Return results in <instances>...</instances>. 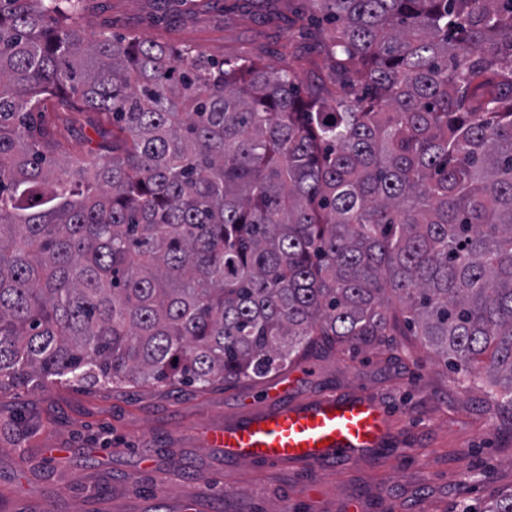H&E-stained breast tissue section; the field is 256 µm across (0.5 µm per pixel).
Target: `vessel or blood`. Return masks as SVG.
<instances>
[{"instance_id":"b4317fda","label":"vessel or blood","mask_w":512,"mask_h":512,"mask_svg":"<svg viewBox=\"0 0 512 512\" xmlns=\"http://www.w3.org/2000/svg\"><path fill=\"white\" fill-rule=\"evenodd\" d=\"M270 402L268 408L248 411L211 431L213 446L236 460L321 468L358 458L389 439L386 410L363 391L322 393L291 404L277 395Z\"/></svg>"}]
</instances>
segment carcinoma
I'll return each instance as SVG.
<instances>
[{
  "instance_id": "obj_1",
  "label": "carcinoma",
  "mask_w": 512,
  "mask_h": 512,
  "mask_svg": "<svg viewBox=\"0 0 512 512\" xmlns=\"http://www.w3.org/2000/svg\"><path fill=\"white\" fill-rule=\"evenodd\" d=\"M216 62L0 0V390L257 382L395 321L512 412V0H307ZM112 121L87 150L43 104ZM482 512H512V491Z\"/></svg>"
}]
</instances>
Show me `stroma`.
Instances as JSON below:
<instances>
[{"label": "stroma", "mask_w": 512, "mask_h": 512, "mask_svg": "<svg viewBox=\"0 0 512 512\" xmlns=\"http://www.w3.org/2000/svg\"><path fill=\"white\" fill-rule=\"evenodd\" d=\"M87 32L189 45L221 61L250 51L278 70L289 41L325 81L324 59L267 0H86ZM289 401L365 390L393 438L318 474L225 458L198 431L263 405L257 385L80 384L0 392V512H482L512 489V413L466 390L406 329L366 350H318L288 367Z\"/></svg>", "instance_id": "stroma-1"}]
</instances>
